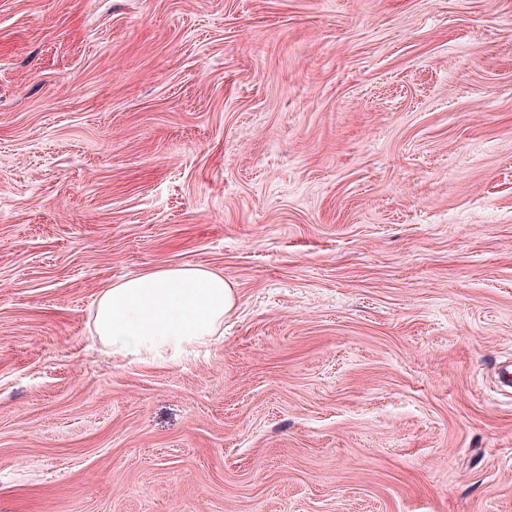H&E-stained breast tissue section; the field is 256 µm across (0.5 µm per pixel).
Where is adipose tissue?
I'll return each mask as SVG.
<instances>
[{"mask_svg": "<svg viewBox=\"0 0 512 512\" xmlns=\"http://www.w3.org/2000/svg\"><path fill=\"white\" fill-rule=\"evenodd\" d=\"M236 291L200 265H165L112 282L99 296L92 330L112 356L172 361L222 336Z\"/></svg>", "mask_w": 512, "mask_h": 512, "instance_id": "ef3b65f1", "label": "adipose tissue"}]
</instances>
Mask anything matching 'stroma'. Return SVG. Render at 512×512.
Masks as SVG:
<instances>
[{
	"instance_id": "stroma-1",
	"label": "stroma",
	"mask_w": 512,
	"mask_h": 512,
	"mask_svg": "<svg viewBox=\"0 0 512 512\" xmlns=\"http://www.w3.org/2000/svg\"><path fill=\"white\" fill-rule=\"evenodd\" d=\"M509 357L512 0H0V512H512ZM224 275L201 265H165L112 282L99 296L92 330L112 356L173 361L223 336L236 306Z\"/></svg>"
}]
</instances>
